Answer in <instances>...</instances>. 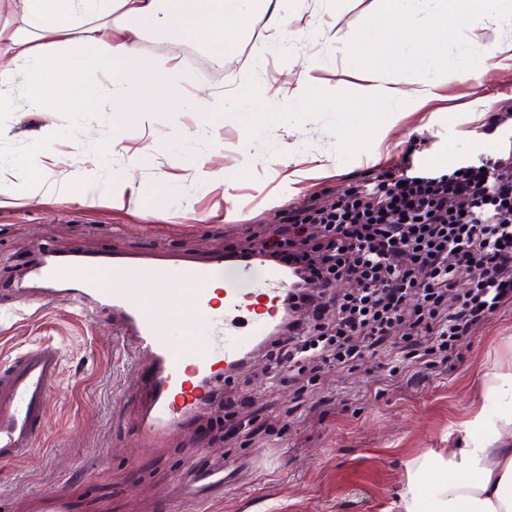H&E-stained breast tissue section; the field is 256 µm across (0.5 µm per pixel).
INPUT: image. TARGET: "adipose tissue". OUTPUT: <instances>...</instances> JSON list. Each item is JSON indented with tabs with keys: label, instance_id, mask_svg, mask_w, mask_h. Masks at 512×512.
<instances>
[{
	"label": "adipose tissue",
	"instance_id": "1",
	"mask_svg": "<svg viewBox=\"0 0 512 512\" xmlns=\"http://www.w3.org/2000/svg\"><path fill=\"white\" fill-rule=\"evenodd\" d=\"M414 2L380 0L371 19L379 39L409 38L425 49L447 40L449 15L492 17L506 0H450L451 11L426 14L416 10ZM1 10L9 18L0 22V112L19 89L28 112L44 111L45 101L62 95L86 101L85 72L93 67L111 77L117 118L135 123L165 108L164 89L179 67L172 57L143 80L124 77L148 31L159 27L171 36L208 35L207 46L217 56L234 46L238 33L259 10L267 15L275 40H287L292 33L288 0H0ZM358 92L366 99L415 109L435 89L407 90L373 76ZM47 173L42 165L32 166L31 184L46 186L62 202L70 200L75 185L87 203L105 197L122 206L139 203L144 196L134 177L104 181L94 166L58 183L48 181ZM442 467L452 471V478H435L426 496L409 489L405 512H512V441L472 438L467 447L449 449Z\"/></svg>",
	"mask_w": 512,
	"mask_h": 512
}]
</instances>
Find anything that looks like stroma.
<instances>
[{
    "instance_id": "1",
    "label": "stroma",
    "mask_w": 512,
    "mask_h": 512,
    "mask_svg": "<svg viewBox=\"0 0 512 512\" xmlns=\"http://www.w3.org/2000/svg\"><path fill=\"white\" fill-rule=\"evenodd\" d=\"M289 8L288 42L271 44L272 32L257 15L235 53L224 57L211 55L199 36L148 35L131 79L170 56L180 66L169 79L168 107L143 125L114 118L107 80L93 69L86 74L91 111L59 100L49 113L0 112V187L21 196L0 209V349L9 354L50 339L64 354L38 447L0 475V512H49L58 493L67 496L70 512H400L409 483L428 480L434 450L461 447L471 436L512 437L491 394L499 376L512 373V310L460 341L448 371L410 385L384 382L383 371L367 363L325 370L320 396L300 398L266 372L263 358L252 359L229 382L259 409L252 436L219 437L204 409L161 446L147 447L131 400L138 383L111 317L90 321L61 305L35 312L14 299L12 284L39 240L62 249L203 258L241 246L257 231L282 229L299 206L330 204L398 164L405 151L429 170L470 160L478 139L491 158L512 145V132L494 123L512 103V60L480 85L447 81L420 110L398 112L358 96L366 75L359 50L375 46L381 78L408 89L437 72L416 44L378 42L370 20L379 0H291ZM468 25L476 40L449 39L442 55L475 63L486 45L512 44L510 13ZM310 60L321 67L305 100L264 95L266 85L295 82ZM214 92L231 93L249 118L231 126L220 113L195 111L196 99ZM273 111L288 115L275 131L260 119ZM342 123L352 129L344 142L337 138ZM385 127L389 135L379 137ZM44 142L58 161L54 179L99 157L104 177L135 172L146 192L142 205L25 200L24 165ZM292 156L320 159L324 167L291 182ZM205 167L235 170L234 206L225 203L223 184L202 175ZM220 463L228 473L223 489L207 499L180 498L183 485Z\"/></svg>"
}]
</instances>
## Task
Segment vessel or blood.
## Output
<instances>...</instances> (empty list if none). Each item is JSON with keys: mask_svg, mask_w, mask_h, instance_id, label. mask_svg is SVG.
Masks as SVG:
<instances>
[{"mask_svg": "<svg viewBox=\"0 0 512 512\" xmlns=\"http://www.w3.org/2000/svg\"><path fill=\"white\" fill-rule=\"evenodd\" d=\"M140 273L155 291L132 293L119 280ZM224 281V307L216 309L209 285ZM291 289L288 270L263 261L215 254L198 261L167 251H60L35 243L14 295L26 308L63 303L91 316L111 314L142 381L136 405L139 435L159 445L183 424L194 403L221 385L223 372L240 364L267 336ZM207 335L189 337L191 324ZM63 372L61 347L50 340L27 346L0 372V465L24 459L38 444L53 387Z\"/></svg>", "mask_w": 512, "mask_h": 512, "instance_id": "1", "label": "vessel or blood"}]
</instances>
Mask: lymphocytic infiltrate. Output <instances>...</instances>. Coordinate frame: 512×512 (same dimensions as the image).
Here are the masks:
<instances>
[{
    "instance_id": "f902f5d3",
    "label": "lymphocytic infiltrate",
    "mask_w": 512,
    "mask_h": 512,
    "mask_svg": "<svg viewBox=\"0 0 512 512\" xmlns=\"http://www.w3.org/2000/svg\"><path fill=\"white\" fill-rule=\"evenodd\" d=\"M311 224L318 235H307ZM288 229L262 245L313 289L294 295L266 354L281 383L387 351L417 380L447 370L461 340L512 308L510 159L478 156L443 173L416 169L407 154L330 206L299 207ZM341 279L356 288L331 292Z\"/></svg>"
}]
</instances>
